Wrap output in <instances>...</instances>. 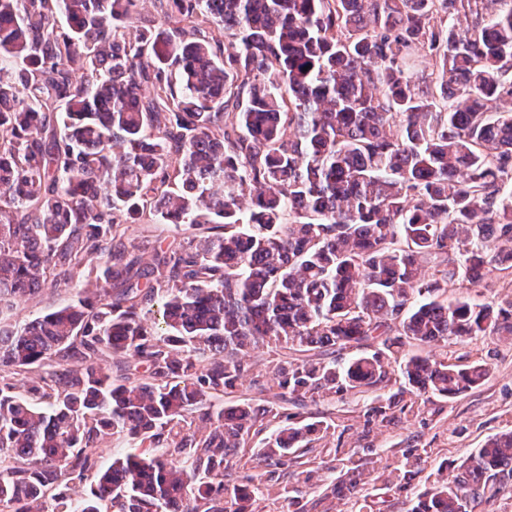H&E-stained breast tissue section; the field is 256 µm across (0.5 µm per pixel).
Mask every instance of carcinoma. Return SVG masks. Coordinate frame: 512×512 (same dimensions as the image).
<instances>
[{"mask_svg": "<svg viewBox=\"0 0 512 512\" xmlns=\"http://www.w3.org/2000/svg\"><path fill=\"white\" fill-rule=\"evenodd\" d=\"M156 2L0 0V316L100 266L87 296L0 324V512H244L224 465L252 428L295 483L329 429L278 403L373 392L393 358L411 404L454 400L488 367L406 346L512 335V300L447 295L512 277V0ZM151 221L201 234L144 270L126 225ZM265 345L308 356L213 412ZM115 435L135 448L102 469ZM419 464L354 463L320 500ZM507 469L512 430L409 512H472Z\"/></svg>", "mask_w": 512, "mask_h": 512, "instance_id": "1", "label": "carcinoma"}]
</instances>
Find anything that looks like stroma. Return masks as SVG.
Segmentation results:
<instances>
[{
  "instance_id": "1",
  "label": "stroma",
  "mask_w": 512,
  "mask_h": 512,
  "mask_svg": "<svg viewBox=\"0 0 512 512\" xmlns=\"http://www.w3.org/2000/svg\"><path fill=\"white\" fill-rule=\"evenodd\" d=\"M192 232L186 224H132L127 236L146 267L152 264L155 249ZM86 285V280L80 279L67 287L43 289L16 304L13 319L19 323L65 305ZM436 353L464 364L484 363L492 376L485 385L456 400L434 398L410 411L395 405L382 417L368 414L365 400L349 393L330 403L308 405L306 415L326 420L330 427L320 441L325 451L311 464L310 479L301 485L297 504L286 511L281 502L254 498L248 503L249 512H407L411 502L429 488V476L438 467L456 468L486 439L512 428V338L485 336L466 345L437 348ZM275 356L267 346L245 356L247 372L237 385L235 399L264 397ZM352 455L367 463L378 460L394 466L404 458L417 457L421 470L408 476L405 487L370 484L357 498L336 501L332 509H325L317 502L318 491Z\"/></svg>"
}]
</instances>
